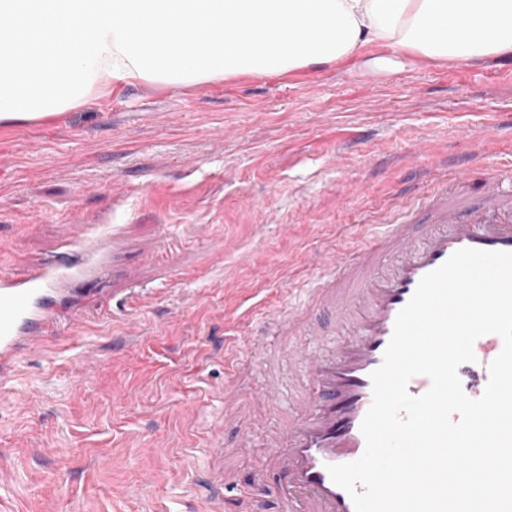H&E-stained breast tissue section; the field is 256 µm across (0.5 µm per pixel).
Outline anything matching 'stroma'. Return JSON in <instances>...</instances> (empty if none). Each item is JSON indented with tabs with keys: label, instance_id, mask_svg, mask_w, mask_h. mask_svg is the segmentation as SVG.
<instances>
[{
	"label": "stroma",
	"instance_id": "stroma-1",
	"mask_svg": "<svg viewBox=\"0 0 512 512\" xmlns=\"http://www.w3.org/2000/svg\"><path fill=\"white\" fill-rule=\"evenodd\" d=\"M512 53L471 64L378 44L333 65L190 87L97 92L0 126V272L21 275L92 225L112 228L106 294L29 353L0 402V512H202L211 454L250 484L270 436L308 392L285 339L224 395V343L252 307L287 305L318 254L378 223L414 147L448 167L471 131L512 174ZM135 288L154 294L137 309ZM283 407L253 420L269 380ZM223 422L221 442L211 429Z\"/></svg>",
	"mask_w": 512,
	"mask_h": 512
}]
</instances>
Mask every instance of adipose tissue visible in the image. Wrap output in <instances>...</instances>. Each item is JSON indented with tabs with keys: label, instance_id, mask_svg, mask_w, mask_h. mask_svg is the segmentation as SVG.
I'll use <instances>...</instances> for the list:
<instances>
[{
	"label": "adipose tissue",
	"instance_id": "1",
	"mask_svg": "<svg viewBox=\"0 0 512 512\" xmlns=\"http://www.w3.org/2000/svg\"><path fill=\"white\" fill-rule=\"evenodd\" d=\"M459 22L462 40L448 32ZM370 43L460 62L512 50V0H0V124L138 83L330 64Z\"/></svg>",
	"mask_w": 512,
	"mask_h": 512
}]
</instances>
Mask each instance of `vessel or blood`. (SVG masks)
<instances>
[{
	"label": "vessel or blood",
	"instance_id": "1",
	"mask_svg": "<svg viewBox=\"0 0 512 512\" xmlns=\"http://www.w3.org/2000/svg\"><path fill=\"white\" fill-rule=\"evenodd\" d=\"M409 188L396 191L386 224L360 230L353 246L327 252L317 287L307 301L263 314L265 330L289 337V355L304 364L310 395L272 438L270 464L258 466L252 486L268 487L279 512H355L348 492L327 468L351 463L365 450L363 418L373 400L372 372L380 366L395 319L420 280L463 248L512 252V182L494 168L474 178L461 165L439 178L419 202ZM107 231L90 229L79 253L61 250L26 276L0 275V383L21 358L45 346L50 333H65L62 310L76 308L81 291H98L108 265ZM503 348L489 333L474 343V361L458 369L464 393L480 398L489 366ZM279 474L270 485V474ZM199 494L206 512H238L244 499L212 458Z\"/></svg>",
	"mask_w": 512,
	"mask_h": 512
}]
</instances>
